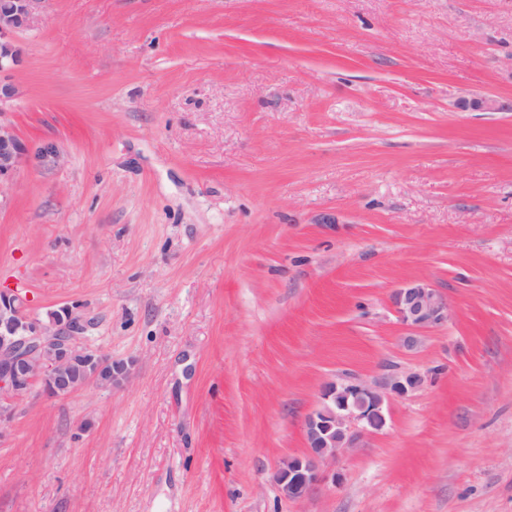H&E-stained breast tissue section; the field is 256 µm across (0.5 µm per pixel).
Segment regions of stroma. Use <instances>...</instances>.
<instances>
[{
	"instance_id": "stroma-1",
	"label": "stroma",
	"mask_w": 512,
	"mask_h": 512,
	"mask_svg": "<svg viewBox=\"0 0 512 512\" xmlns=\"http://www.w3.org/2000/svg\"><path fill=\"white\" fill-rule=\"evenodd\" d=\"M13 39L61 159L0 187V289L133 379L17 404L0 512H512V0H50ZM411 280L447 322L399 321ZM394 371L282 498L321 385ZM400 321L412 328L432 327L448 320L449 305L444 294L427 282H409L391 297ZM419 372L389 373L380 383L330 380L321 387L318 406L304 419L307 451L282 459L272 473L280 495L302 500L325 481L327 468L366 436L388 425L387 403L423 386Z\"/></svg>"
}]
</instances>
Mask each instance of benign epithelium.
Here are the masks:
<instances>
[{"label":"benign epithelium","instance_id":"7a95c632","mask_svg":"<svg viewBox=\"0 0 512 512\" xmlns=\"http://www.w3.org/2000/svg\"><path fill=\"white\" fill-rule=\"evenodd\" d=\"M49 0H0V185L33 160L44 165L60 156L57 145L45 141L29 148L6 118L5 108L18 96L11 75L23 64L21 50L12 40L45 11ZM400 321L412 328L432 327L448 321L444 294L427 282H409L391 297ZM23 299L12 290H0V441L15 415V402L26 398L36 383L52 398L69 396L89 385L115 389L127 385L133 364L115 362L90 347L80 336V324L71 332L66 325L75 318L49 313L48 319H30ZM419 372L389 373L380 383L330 380L321 387L318 406L304 419L307 451L282 459L272 473L280 495L302 500L326 479L329 465L365 437L388 425L387 403L423 386Z\"/></svg>","mask_w":512,"mask_h":512}]
</instances>
